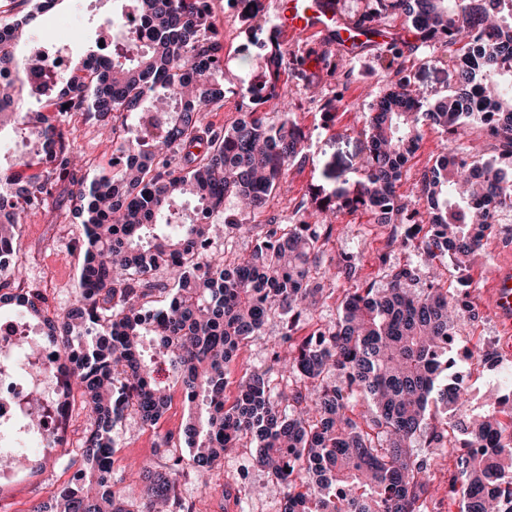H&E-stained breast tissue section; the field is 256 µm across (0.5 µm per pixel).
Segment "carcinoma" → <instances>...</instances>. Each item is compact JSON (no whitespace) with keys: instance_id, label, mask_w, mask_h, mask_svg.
I'll use <instances>...</instances> for the list:
<instances>
[{"instance_id":"obj_1","label":"carcinoma","mask_w":512,"mask_h":512,"mask_svg":"<svg viewBox=\"0 0 512 512\" xmlns=\"http://www.w3.org/2000/svg\"><path fill=\"white\" fill-rule=\"evenodd\" d=\"M61 2L19 0L25 9L0 42V129L24 125L35 136L25 166L52 162L26 177L0 173L9 186L0 188V309L41 324L42 346L70 364L64 396L79 393L90 420L71 460L80 479L31 512H182L180 480L208 486L236 448L255 449V464L282 485V512H428L438 449L448 450V499L458 512H512V418H497L501 397L472 403L460 380L442 379L458 321L476 314L463 289L441 284L443 258L467 269L482 249L491 228L483 204L512 210V0H361L356 24L386 28L401 16L408 37L375 55L391 87L370 105L359 166L328 172L339 186L317 188L295 213L299 223L271 217L253 249L229 262L202 254L252 231L243 216L262 212L288 169L309 161L304 130L286 113L270 121L255 109L228 130L207 121L224 102V46L208 0H116L112 56L91 53L69 73L48 75L52 96L24 115L29 82L16 47L37 15ZM133 17L144 23V42L126 32ZM271 40L262 82L241 81L250 101L279 96L288 50L277 33ZM417 52L423 67L448 64L451 94L423 100L398 62ZM74 113L121 140L123 157L78 181L77 298L50 318L40 290L12 291L21 270L6 258L21 214L39 212L53 185L75 181L64 127ZM121 116L134 117L135 128ZM491 118L489 155L450 167L448 154L466 147L441 141L415 184L427 214L415 220L398 187L424 127L454 135L482 131ZM229 198L236 207L226 208ZM190 200L215 220L196 223ZM358 211L394 229L379 256L382 288L362 279L358 255L327 256L330 216ZM393 248H412L427 263L393 265ZM336 278L351 284L336 320L295 336ZM274 318L271 365L247 374L227 403L228 364ZM162 367L190 413L178 441L167 436L159 447L188 448L190 457L168 458L164 472L142 466L145 492L132 508L114 476V429L127 415L147 427L162 417L170 400L156 377ZM417 440L431 453H415ZM32 463L23 450L0 456V469Z\"/></svg>"}]
</instances>
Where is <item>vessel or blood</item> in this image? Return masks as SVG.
<instances>
[{"label": "vessel or blood", "mask_w": 512, "mask_h": 512, "mask_svg": "<svg viewBox=\"0 0 512 512\" xmlns=\"http://www.w3.org/2000/svg\"><path fill=\"white\" fill-rule=\"evenodd\" d=\"M278 27L289 40L308 48L306 62L319 63L318 53L335 48L337 56L354 57L394 39V32L376 27H361L342 10L339 0H278ZM492 304L512 349V263L500 266L490 284Z\"/></svg>", "instance_id": "1"}]
</instances>
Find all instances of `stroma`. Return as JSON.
<instances>
[{"label":"stroma","mask_w":512,"mask_h":512,"mask_svg":"<svg viewBox=\"0 0 512 512\" xmlns=\"http://www.w3.org/2000/svg\"><path fill=\"white\" fill-rule=\"evenodd\" d=\"M277 2L260 0L258 19L246 24L240 18V0H209L210 21L224 45V105L209 112L208 119L213 125L229 127L240 118L238 78L259 72L262 60L251 46L269 37L266 21L276 17ZM111 13L112 0H64L54 11L38 17L29 37L45 42L65 40L70 63L75 66L88 51L97 49ZM287 48L288 69L280 85L288 97L268 100L262 109L274 119L285 111L297 120L307 134L305 150L310 160L288 172V191L269 203L266 212L270 215L282 213L291 200L308 198L315 188L326 185L327 170L342 171L355 166L362 150L359 131L369 105L388 87L387 77L373 68L370 53L337 61L333 72H312L302 63L301 44L291 42ZM314 86L321 89L323 97L339 96L336 110L325 112L319 101L311 98L310 89ZM65 127L75 152L87 162L86 167L80 169V176L93 175L119 157L117 146L101 136L98 125L85 120L84 116H69ZM76 190V185L70 183L55 186L44 209L37 215L24 217L17 240L18 259L24 270L21 286L44 290L48 313L52 316L64 313L75 300L79 247L84 238L83 227L73 215ZM387 235V227L371 223L367 214L342 213L335 220L328 248L334 254L358 253L362 277L380 287L384 281L378 256L386 248ZM485 252L483 265L474 268L468 276V290L478 316L459 325L455 338L459 348L469 345L473 337L500 333L487 302V293L497 265L502 260L512 259V211H502ZM276 330V324H269L265 332L243 346L230 363L225 389L227 398H235L238 382L245 374L269 365ZM451 372L464 377L477 395H488L495 389L503 395L512 393V385L505 381L506 375L512 374V357H502L500 365L492 369L459 362ZM169 394L167 410L157 425L144 427L129 418L116 427L118 448L114 467L129 503H137L142 494L140 464L165 469L167 461L158 456L157 444L165 435H178L188 416L189 406L181 389L171 386ZM252 455V449L245 448L225 456L214 470L208 488H201L193 477L182 479L183 498L194 501L197 512H280L282 490L254 464ZM35 456L42 463L41 469L26 477L18 476L0 490V512H29L33 504L47 499L71 478L73 469L69 465L68 449L39 450ZM241 472L248 475L245 485L225 490L226 478Z\"/></svg>","instance_id":"obj_1"}]
</instances>
